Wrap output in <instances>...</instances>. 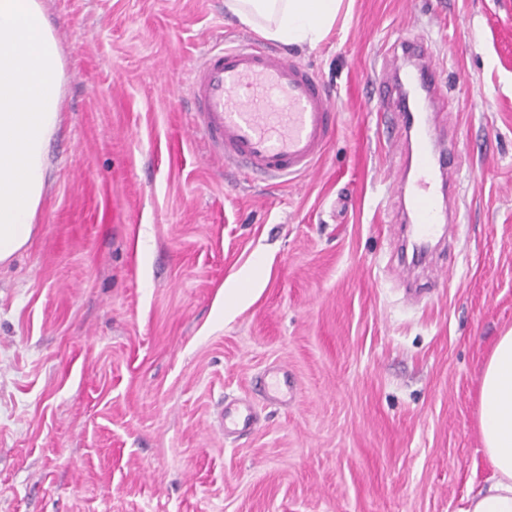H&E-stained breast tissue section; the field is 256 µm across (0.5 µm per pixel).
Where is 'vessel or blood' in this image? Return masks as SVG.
Wrapping results in <instances>:
<instances>
[{
	"instance_id": "obj_1",
	"label": "vessel or blood",
	"mask_w": 512,
	"mask_h": 512,
	"mask_svg": "<svg viewBox=\"0 0 512 512\" xmlns=\"http://www.w3.org/2000/svg\"><path fill=\"white\" fill-rule=\"evenodd\" d=\"M407 69L380 71V111L407 142L406 162L397 166L395 191L410 218L407 233L425 248L437 226L449 219L450 199L437 189L436 168L445 155L435 114L446 96L434 59L420 41L397 42ZM193 102L191 131L208 141L225 163L264 179L301 180L319 166L336 130V109L317 76L303 63L257 39L208 49L188 74ZM249 407L224 411V431H247Z\"/></svg>"
}]
</instances>
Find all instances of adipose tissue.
I'll list each match as a JSON object with an SVG mask.
<instances>
[{
	"mask_svg": "<svg viewBox=\"0 0 512 512\" xmlns=\"http://www.w3.org/2000/svg\"><path fill=\"white\" fill-rule=\"evenodd\" d=\"M343 0H224L261 36L316 46ZM63 66L43 0H0V266L31 241L49 142L62 119ZM477 427L493 476L462 512H512V329L498 336L478 389Z\"/></svg>",
	"mask_w": 512,
	"mask_h": 512,
	"instance_id": "adipose-tissue-1",
	"label": "adipose tissue"
}]
</instances>
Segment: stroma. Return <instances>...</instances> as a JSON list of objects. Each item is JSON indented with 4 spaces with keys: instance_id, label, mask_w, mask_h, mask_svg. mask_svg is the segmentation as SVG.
I'll list each match as a JSON object with an SVG mask.
<instances>
[{
    "instance_id": "obj_1",
    "label": "stroma",
    "mask_w": 512,
    "mask_h": 512,
    "mask_svg": "<svg viewBox=\"0 0 512 512\" xmlns=\"http://www.w3.org/2000/svg\"><path fill=\"white\" fill-rule=\"evenodd\" d=\"M64 71L33 238L0 266V512H459L512 328V0H351L314 47L318 170L261 182L190 133L224 0H44ZM417 34L461 155L451 242L403 277L376 72ZM258 282L247 302L228 287ZM285 369L293 397L260 381ZM256 418L224 433V410Z\"/></svg>"
}]
</instances>
